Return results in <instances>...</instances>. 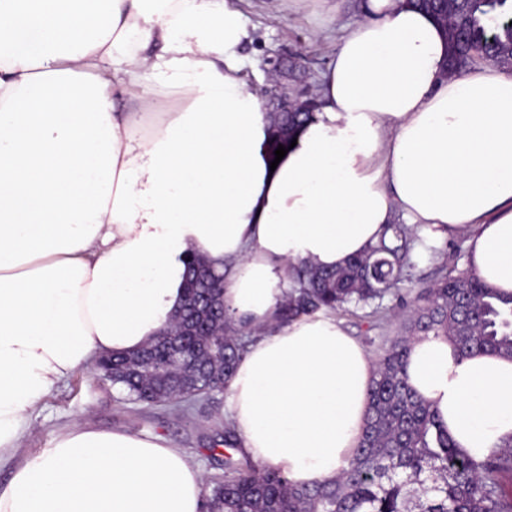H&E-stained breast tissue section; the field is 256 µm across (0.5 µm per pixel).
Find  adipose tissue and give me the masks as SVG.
<instances>
[{
	"label": "adipose tissue",
	"mask_w": 512,
	"mask_h": 512,
	"mask_svg": "<svg viewBox=\"0 0 512 512\" xmlns=\"http://www.w3.org/2000/svg\"><path fill=\"white\" fill-rule=\"evenodd\" d=\"M361 10L279 160L228 0H0V512H202L200 467L160 436L69 427L15 458L62 381L174 319L189 257L255 331L226 384L236 446L298 485L348 466L374 366L335 314L277 322L287 270L344 266L400 221L465 235L512 292V74L448 73L406 0ZM407 382L461 454L512 440V360L419 336Z\"/></svg>",
	"instance_id": "obj_1"
}]
</instances>
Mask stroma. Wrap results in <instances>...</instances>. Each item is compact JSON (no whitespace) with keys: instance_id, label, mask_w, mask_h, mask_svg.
Listing matches in <instances>:
<instances>
[{"instance_id":"1","label":"stroma","mask_w":512,"mask_h":512,"mask_svg":"<svg viewBox=\"0 0 512 512\" xmlns=\"http://www.w3.org/2000/svg\"><path fill=\"white\" fill-rule=\"evenodd\" d=\"M240 10L250 40L239 50L242 70L260 91L272 87L270 72L274 63L291 70L292 94L313 95L326 63L337 42L332 30L361 16L362 0H342L334 19H326L320 0H231ZM466 238H449L436 249L414 250L408 278L402 288L418 291L433 283L441 269L466 270ZM395 298L383 301L380 313L361 310L341 313L339 321L361 343L370 357L398 332L394 317ZM224 397L198 399L189 415L180 416L166 408L126 400L110 383L99 381L94 370H80L48 396L30 415L19 457L32 458L47 448L51 439L68 426H91L102 430L132 429L161 435L185 451L201 468L206 486L224 478V457L220 445L227 419Z\"/></svg>"}]
</instances>
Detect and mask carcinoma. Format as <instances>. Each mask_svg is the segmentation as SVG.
<instances>
[{
	"mask_svg": "<svg viewBox=\"0 0 512 512\" xmlns=\"http://www.w3.org/2000/svg\"><path fill=\"white\" fill-rule=\"evenodd\" d=\"M437 17L454 69L473 61L478 47L488 62H512V0H407ZM311 112H277L269 147L278 148ZM389 238L364 256L335 269L304 267L298 286L280 304L277 319L348 312L399 294L414 237L404 224H389ZM216 276L204 261L186 262L183 288L203 297L190 318L180 313L146 348L110 355L97 363L100 378L127 400L170 405L186 413L191 384L221 390L243 352L240 328L220 296L205 288ZM402 334L383 348L369 389L366 425L347 468L336 479L298 486L281 471L248 458L224 460V480L206 495V512H512V442L476 461L459 453L435 411L408 385L411 340L431 333L451 338L457 357L493 353L512 359V293L473 273L449 270L400 309Z\"/></svg>",
	"mask_w": 512,
	"mask_h": 512,
	"instance_id": "cac0c4a2",
	"label": "carcinoma"
}]
</instances>
